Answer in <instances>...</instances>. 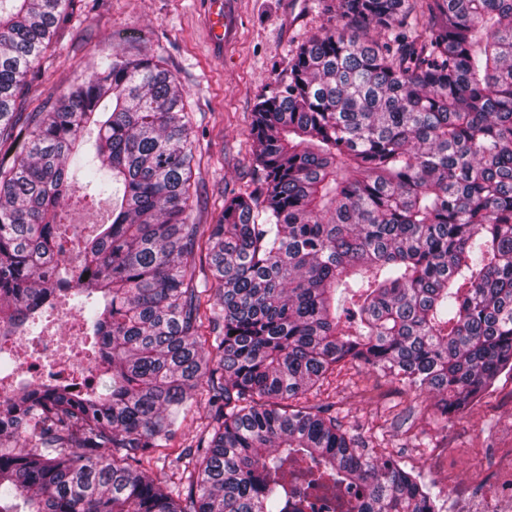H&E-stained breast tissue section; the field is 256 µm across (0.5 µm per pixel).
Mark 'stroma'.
Wrapping results in <instances>:
<instances>
[{"instance_id":"stroma-1","label":"stroma","mask_w":512,"mask_h":512,"mask_svg":"<svg viewBox=\"0 0 512 512\" xmlns=\"http://www.w3.org/2000/svg\"><path fill=\"white\" fill-rule=\"evenodd\" d=\"M226 2L228 37L219 44L207 23L214 0H78L40 76L19 94L18 111L52 103L93 55L146 50L186 92L198 160L193 219L215 223L224 198L251 191L259 178L249 137L255 104L274 88L290 46L327 22L311 10L312 0ZM324 388L345 427L378 434L384 447L441 491L454 480L487 477L484 449L512 446V377L505 374L488 398L444 430L386 380H379L375 399L367 400L354 368L337 370Z\"/></svg>"}]
</instances>
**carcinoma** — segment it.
I'll list each match as a JSON object with an SVG mask.
<instances>
[{"mask_svg":"<svg viewBox=\"0 0 512 512\" xmlns=\"http://www.w3.org/2000/svg\"><path fill=\"white\" fill-rule=\"evenodd\" d=\"M74 0H0V339L75 301L97 385L0 399V512H443L329 401L350 364L435 422L512 375V0H340L288 51L249 136L258 195L192 220L194 127L145 51L16 111ZM82 173V180L72 170ZM112 200L92 237L70 214ZM85 282L67 287L63 244ZM189 491L148 475L201 408Z\"/></svg>","mask_w":512,"mask_h":512,"instance_id":"1","label":"carcinoma"}]
</instances>
